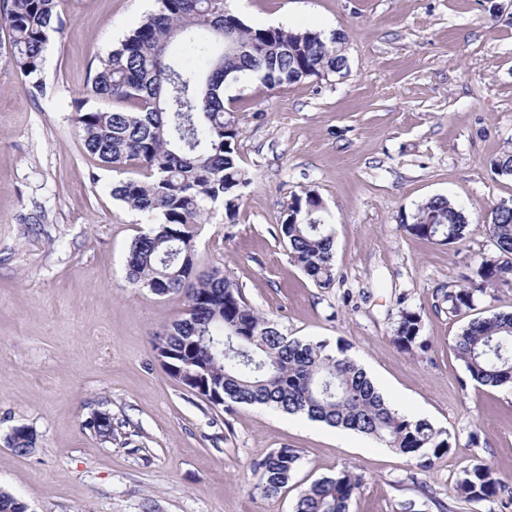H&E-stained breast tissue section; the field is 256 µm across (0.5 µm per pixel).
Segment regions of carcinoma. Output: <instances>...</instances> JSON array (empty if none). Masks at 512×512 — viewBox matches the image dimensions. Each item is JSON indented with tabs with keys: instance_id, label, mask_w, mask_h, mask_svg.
Masks as SVG:
<instances>
[{
	"instance_id": "cac0c4a2",
	"label": "carcinoma",
	"mask_w": 512,
	"mask_h": 512,
	"mask_svg": "<svg viewBox=\"0 0 512 512\" xmlns=\"http://www.w3.org/2000/svg\"><path fill=\"white\" fill-rule=\"evenodd\" d=\"M159 10L99 59L88 98L78 100L76 123L85 152L120 170L134 163L144 179L118 181L112 197L147 218L127 258L133 288L156 295L183 293L189 314L174 320L154 348L169 376L214 407L265 406L373 438L427 471L447 452L445 431L396 410L366 372L324 341L291 339L276 321L262 316L227 277L197 273L195 227L220 203L232 221L250 185L238 162L239 134L225 107L226 81L257 74L268 85L300 82L345 68L339 37L283 27L252 28L226 0H159ZM67 0H0V23L11 32L10 63L33 95L43 91L40 74L53 34L62 30ZM235 49H222L224 39ZM91 99L114 103L102 110ZM313 190L292 195L277 230L293 262L318 287L335 280L334 234ZM410 234L464 247L471 236L463 210L443 196L432 197L404 225ZM495 252L482 258L479 282L450 288L448 311L474 305L475 295L512 281V205L489 212L486 225ZM421 317L403 309L393 342L403 351L423 349ZM471 379L481 386L512 383V313L470 322L451 346ZM89 428L99 439L114 437L112 422L95 414ZM36 442L27 427L9 436L13 448ZM300 455L274 450L252 464L257 489L274 495L296 473ZM362 476L340 470L303 490L294 512H348ZM457 496L469 502L512 505V482L488 463L464 471ZM24 501L0 489V512H24Z\"/></svg>"
}]
</instances>
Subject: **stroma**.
<instances>
[{
  "mask_svg": "<svg viewBox=\"0 0 512 512\" xmlns=\"http://www.w3.org/2000/svg\"><path fill=\"white\" fill-rule=\"evenodd\" d=\"M248 26L343 37L342 73L284 86L243 75L229 97L237 155L251 180L234 221L213 207L199 225V271L218 269L290 337L344 346L406 415L447 431L425 475L453 512H512L457 498L486 461L512 479V384L475 386L452 350L474 318L512 311V283L448 310V288L476 280L493 247L484 226L512 203V0H228ZM158 0H69L31 95L0 25V487L30 512H293L313 481L346 469L364 483L349 512H396L419 498L408 458L364 436L282 411L217 409L172 379L154 336L182 295L130 287L126 259L143 218L113 198L119 172L83 150L75 121L100 57ZM317 192L336 243V279L319 288L289 258L282 205ZM463 208L457 248L402 224L428 199ZM422 317L426 349L392 341L401 309ZM112 415L115 438L85 423ZM36 436L26 455L13 429ZM301 454L287 487L265 496L252 463Z\"/></svg>",
  "mask_w": 512,
  "mask_h": 512,
  "instance_id": "stroma-1",
  "label": "stroma"
}]
</instances>
